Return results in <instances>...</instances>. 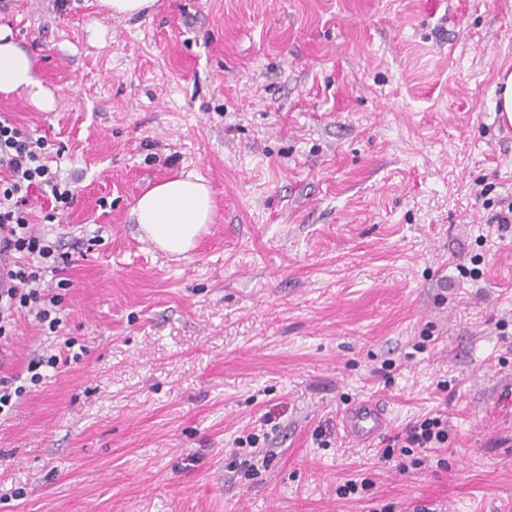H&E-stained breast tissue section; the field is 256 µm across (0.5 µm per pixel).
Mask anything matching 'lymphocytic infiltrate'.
<instances>
[{
    "label": "lymphocytic infiltrate",
    "instance_id": "lymphocytic-infiltrate-1",
    "mask_svg": "<svg viewBox=\"0 0 512 512\" xmlns=\"http://www.w3.org/2000/svg\"><path fill=\"white\" fill-rule=\"evenodd\" d=\"M49 186L55 203L69 206L68 185L44 161V142L10 119H0V343L9 341L19 314L32 316L48 330H57L61 310L47 281L68 265L60 242L35 233L25 211L27 192ZM447 422L435 416L408 427L396 438L401 454L423 453L443 442Z\"/></svg>",
    "mask_w": 512,
    "mask_h": 512
}]
</instances>
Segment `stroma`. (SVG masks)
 Wrapping results in <instances>:
<instances>
[{
	"instance_id": "obj_1",
	"label": "stroma",
	"mask_w": 512,
	"mask_h": 512,
	"mask_svg": "<svg viewBox=\"0 0 512 512\" xmlns=\"http://www.w3.org/2000/svg\"><path fill=\"white\" fill-rule=\"evenodd\" d=\"M0 24L55 101L0 114L74 194L26 206L73 263L58 331L18 318L0 374L73 359L0 417V512H512V0H0ZM189 172L215 209L177 258L130 211ZM361 398L392 419L366 448L339 423ZM439 412L421 464L381 462ZM153 2L152 0H101V4L110 11V14L117 17L141 14Z\"/></svg>"
}]
</instances>
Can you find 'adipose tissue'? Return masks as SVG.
Returning a JSON list of instances; mask_svg holds the SVG:
<instances>
[{
  "mask_svg": "<svg viewBox=\"0 0 512 512\" xmlns=\"http://www.w3.org/2000/svg\"><path fill=\"white\" fill-rule=\"evenodd\" d=\"M0 27V92L27 91L34 104L51 109L53 99L35 76L32 57L8 37ZM213 198L209 187L195 175L188 174L155 184L131 210L135 224L157 247L171 254L183 255L212 221Z\"/></svg>",
  "mask_w": 512,
  "mask_h": 512,
  "instance_id": "obj_1",
  "label": "adipose tissue"
}]
</instances>
